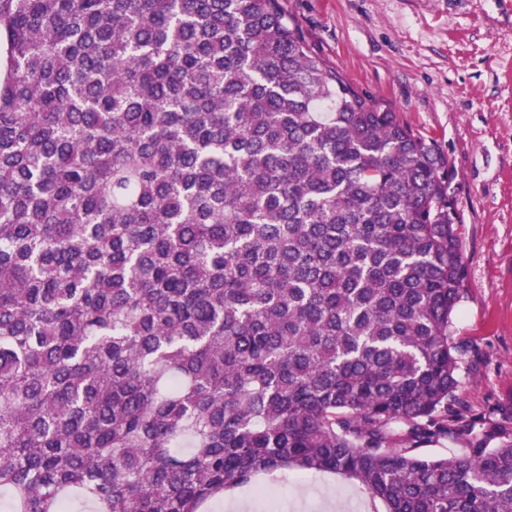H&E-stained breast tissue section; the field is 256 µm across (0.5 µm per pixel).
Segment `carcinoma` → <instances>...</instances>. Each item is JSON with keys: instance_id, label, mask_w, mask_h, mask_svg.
I'll use <instances>...</instances> for the list:
<instances>
[{"instance_id": "cac0c4a2", "label": "carcinoma", "mask_w": 512, "mask_h": 512, "mask_svg": "<svg viewBox=\"0 0 512 512\" xmlns=\"http://www.w3.org/2000/svg\"><path fill=\"white\" fill-rule=\"evenodd\" d=\"M0 46L5 512H203L281 469L512 512V425L456 396L448 158L281 0H0Z\"/></svg>"}]
</instances>
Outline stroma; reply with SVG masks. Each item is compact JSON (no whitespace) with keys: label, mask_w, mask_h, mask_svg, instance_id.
<instances>
[{"label":"stroma","mask_w":512,"mask_h":512,"mask_svg":"<svg viewBox=\"0 0 512 512\" xmlns=\"http://www.w3.org/2000/svg\"><path fill=\"white\" fill-rule=\"evenodd\" d=\"M310 47L371 93L453 170L466 291L452 315L477 361L457 390L472 415L512 411V0H282ZM281 512H370L353 481L268 486Z\"/></svg>","instance_id":"1"}]
</instances>
